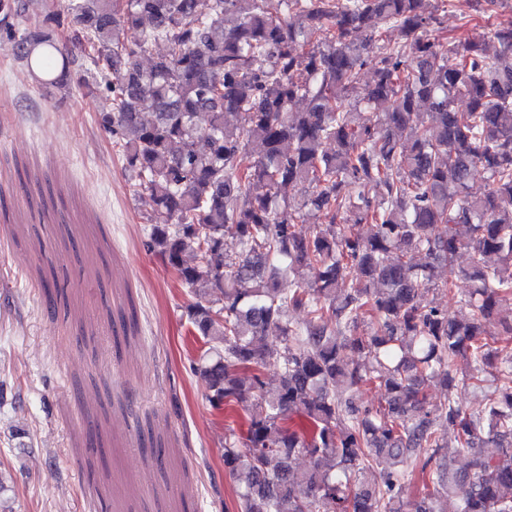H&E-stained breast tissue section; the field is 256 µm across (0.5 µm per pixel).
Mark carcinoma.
Masks as SVG:
<instances>
[{"instance_id":"1","label":"carcinoma","mask_w":512,"mask_h":512,"mask_svg":"<svg viewBox=\"0 0 512 512\" xmlns=\"http://www.w3.org/2000/svg\"><path fill=\"white\" fill-rule=\"evenodd\" d=\"M33 2L0 0V47L66 95L77 64L66 38L91 65L81 88L111 100L102 126L154 204L148 246L197 295L193 371L213 408L243 412L245 435L224 445L241 512H436L444 495L457 512H512V323L497 338L486 330L512 301V21L442 43L428 32L446 0H281L279 15L264 0ZM157 42L165 52L142 68ZM364 42L379 53L360 95ZM478 168L488 188L475 196ZM287 185L308 192L287 200ZM305 210L324 219L310 236L297 231ZM442 268L472 284L454 318L428 299L452 289ZM42 288L55 310L64 288ZM291 310L306 320L290 322ZM347 348L371 362H344ZM496 359L478 410L449 393L428 400L434 378L484 389ZM372 386L384 403L355 405ZM294 414L313 430L284 426ZM447 425L463 466L440 453ZM301 455L311 465L296 476ZM382 458L390 467L361 481ZM405 466L421 474L413 504Z\"/></svg>"}]
</instances>
